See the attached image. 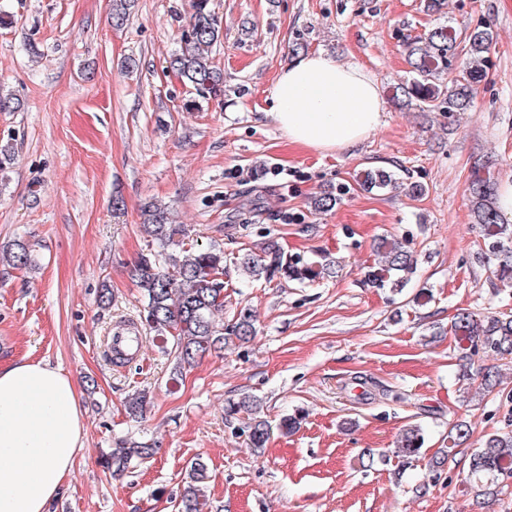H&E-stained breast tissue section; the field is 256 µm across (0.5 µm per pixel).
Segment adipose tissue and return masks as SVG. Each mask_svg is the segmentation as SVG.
I'll use <instances>...</instances> for the list:
<instances>
[{
  "mask_svg": "<svg viewBox=\"0 0 512 512\" xmlns=\"http://www.w3.org/2000/svg\"><path fill=\"white\" fill-rule=\"evenodd\" d=\"M269 115L289 142L332 152L362 141L384 110L376 78L324 53L299 56L277 77ZM84 435L76 383L40 361L0 366V512H47Z\"/></svg>",
  "mask_w": 512,
  "mask_h": 512,
  "instance_id": "ef3b65f1",
  "label": "adipose tissue"
}]
</instances>
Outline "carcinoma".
<instances>
[{"instance_id":"carcinoma-1","label":"carcinoma","mask_w":512,"mask_h":512,"mask_svg":"<svg viewBox=\"0 0 512 512\" xmlns=\"http://www.w3.org/2000/svg\"><path fill=\"white\" fill-rule=\"evenodd\" d=\"M135 0H115L112 23L120 27L131 14ZM193 13L180 37V48L170 57L169 67L195 90L216 100L224 96V74L211 56L212 50L223 40L222 28L210 0H193ZM494 42L487 26H477L463 34L448 25L436 26L407 43V56L412 78L398 87L404 96L418 102L420 109L463 112L471 107L476 84L490 65V50ZM363 185L370 189H395V174L385 169L369 170ZM475 200L474 220L479 225L487 252L485 259L495 267V276L501 282H512V224L502 222L497 206V187L489 177L475 174L469 186ZM143 228L157 246V250L140 254L130 266V275L143 292L142 319L163 343H172L176 359L175 373L192 367L205 356L224 349L237 341L245 344L256 335L254 315L248 309L240 310L231 323L224 326L214 315L224 310V250L212 245L189 249L177 240L180 225L170 221L164 207L148 202L141 207ZM8 262L17 267L35 263L33 245L16 240L7 249ZM377 254L383 259L382 268L371 272V282L379 287L390 283L393 288L404 287V274L413 270L416 258L401 241L381 239ZM241 264L255 279L268 282L276 278L297 281L319 277L320 271L290 260L283 255L273 240L263 243L261 255L250 254ZM451 330L464 358L483 349L496 356H512V315L475 318L469 312L454 317ZM150 403L148 393L139 392L127 402L130 417L143 415ZM260 401L244 398L227 401L225 415H245L244 432L253 448H263L273 428L259 414ZM470 437V425L457 421L448 434V453L463 446ZM422 447L419 426L403 429L398 448L402 456L411 458ZM154 449L143 442L125 441L122 446L106 454L103 467L119 477L130 468L151 458ZM512 478V419L505 427L488 435L482 447L470 457L468 479L480 485L481 496L494 495L499 479ZM207 479L206 465L191 463L177 502V512H205L207 497L200 484Z\"/></svg>"}]
</instances>
